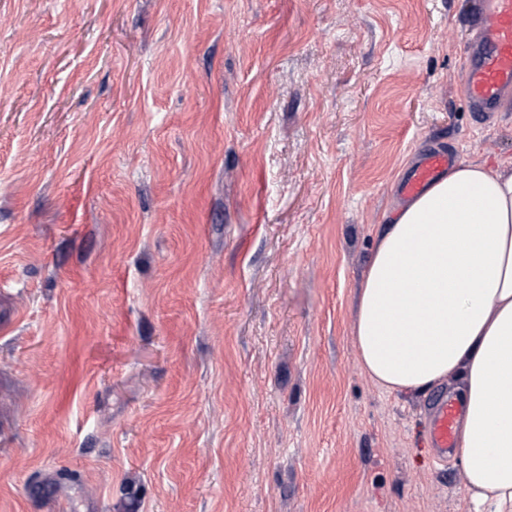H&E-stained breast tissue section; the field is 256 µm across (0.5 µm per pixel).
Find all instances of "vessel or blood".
<instances>
[{"label":"vessel or blood","instance_id":"vessel-or-blood-1","mask_svg":"<svg viewBox=\"0 0 512 512\" xmlns=\"http://www.w3.org/2000/svg\"><path fill=\"white\" fill-rule=\"evenodd\" d=\"M468 13L459 86L468 110L486 122L512 100V0H469ZM458 160L452 150L425 154L402 181L401 196H419ZM462 413V402L447 392H438L429 400L428 435L439 458L453 453Z\"/></svg>","mask_w":512,"mask_h":512}]
</instances>
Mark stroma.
I'll return each mask as SVG.
<instances>
[{
    "label": "stroma",
    "mask_w": 512,
    "mask_h": 512,
    "mask_svg": "<svg viewBox=\"0 0 512 512\" xmlns=\"http://www.w3.org/2000/svg\"><path fill=\"white\" fill-rule=\"evenodd\" d=\"M466 7L0 0V512H469L353 341Z\"/></svg>",
    "instance_id": "35a3bbf8"
}]
</instances>
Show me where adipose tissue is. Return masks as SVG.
I'll use <instances>...</instances> for the list:
<instances>
[{
	"label": "adipose tissue",
	"mask_w": 512,
	"mask_h": 512,
	"mask_svg": "<svg viewBox=\"0 0 512 512\" xmlns=\"http://www.w3.org/2000/svg\"><path fill=\"white\" fill-rule=\"evenodd\" d=\"M353 340L387 390L460 379L467 497L473 512H512V159L455 166L392 217Z\"/></svg>",
	"instance_id": "obj_1"
}]
</instances>
